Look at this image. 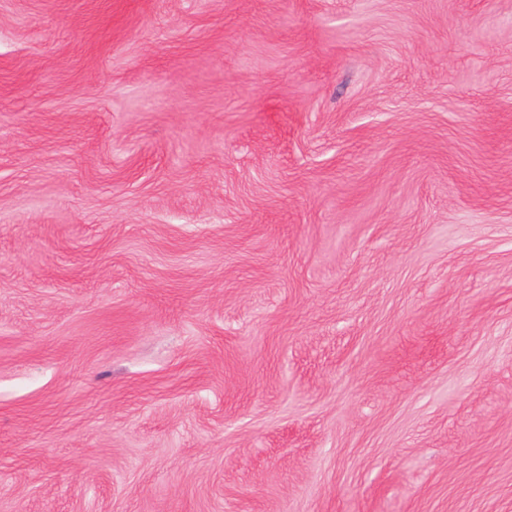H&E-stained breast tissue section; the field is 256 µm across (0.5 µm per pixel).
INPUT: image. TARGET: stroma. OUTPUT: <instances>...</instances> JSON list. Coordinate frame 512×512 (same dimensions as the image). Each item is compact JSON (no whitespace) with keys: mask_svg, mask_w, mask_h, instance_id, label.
<instances>
[{"mask_svg":"<svg viewBox=\"0 0 512 512\" xmlns=\"http://www.w3.org/2000/svg\"><path fill=\"white\" fill-rule=\"evenodd\" d=\"M0 512H512V0H0Z\"/></svg>","mask_w":512,"mask_h":512,"instance_id":"obj_1","label":"stroma"}]
</instances>
